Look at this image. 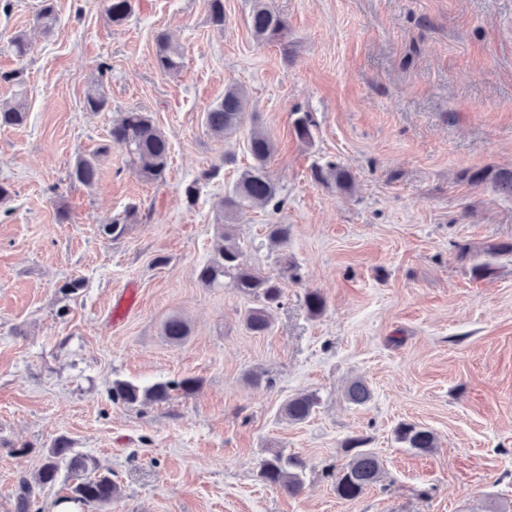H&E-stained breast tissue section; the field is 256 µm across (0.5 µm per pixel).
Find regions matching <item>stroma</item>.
Listing matches in <instances>:
<instances>
[{"mask_svg": "<svg viewBox=\"0 0 512 512\" xmlns=\"http://www.w3.org/2000/svg\"><path fill=\"white\" fill-rule=\"evenodd\" d=\"M285 39L257 41L252 0H224L223 30L207 0H134L122 26L105 0H56L51 35L33 24L39 0H0V105L24 95L27 121L0 128V512H15L21 478L67 437L111 473L118 498L88 512H512V257L473 279L457 245L512 239V200L462 179L464 170L512 169V0H268ZM25 33L21 59L9 41ZM167 33L184 55L179 75L155 61ZM102 80L111 108L85 97ZM273 138L268 162L284 204L242 213L244 264L277 273L265 227H291L298 280L262 336L242 316L251 298L196 278L215 240V211L249 164L246 133L210 135L204 113L227 85ZM148 113L171 147L165 182L147 183L125 150L108 144L121 113ZM313 113V139L292 130ZM100 152L98 180H71L78 156ZM327 160L353 176L350 191L313 181ZM224 168L195 206L183 188ZM138 212L125 238L100 225ZM79 278L83 288H58ZM137 302L112 319L128 284ZM325 311L311 315L308 292ZM180 315L191 333L162 334ZM261 372V385L249 375ZM197 378L167 402L114 403L117 382L146 386ZM364 378L363 407L344 398ZM315 393L312 415L291 423L288 398ZM412 421L438 446L395 441ZM368 437L383 478L359 499L337 498L328 471L347 436ZM306 463L289 497L263 483L270 452Z\"/></svg>", "mask_w": 512, "mask_h": 512, "instance_id": "1", "label": "stroma"}]
</instances>
